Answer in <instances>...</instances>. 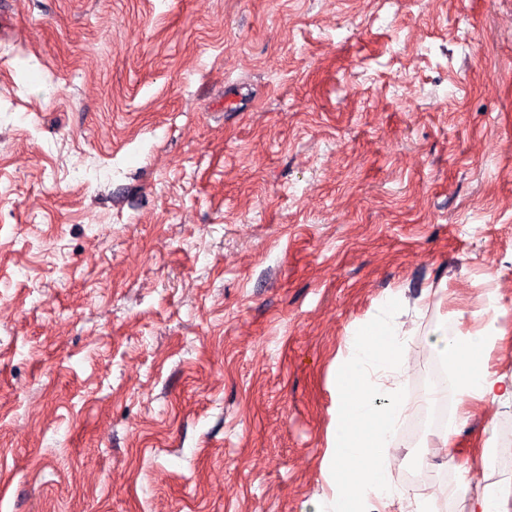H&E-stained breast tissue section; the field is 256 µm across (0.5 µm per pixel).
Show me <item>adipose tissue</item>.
Segmentation results:
<instances>
[{"label":"adipose tissue","mask_w":512,"mask_h":512,"mask_svg":"<svg viewBox=\"0 0 512 512\" xmlns=\"http://www.w3.org/2000/svg\"><path fill=\"white\" fill-rule=\"evenodd\" d=\"M399 298L379 306L374 320L349 330L346 352L336 361V425L326 476L336 487L330 512H404L412 499L414 512H426L420 494L397 491L383 455L399 440V408L383 400L387 382L399 381L411 368L401 326L395 321ZM494 322L475 333L443 340L438 352L454 370L459 396L478 401L512 400V380L492 371L488 355L502 338Z\"/></svg>","instance_id":"adipose-tissue-1"}]
</instances>
